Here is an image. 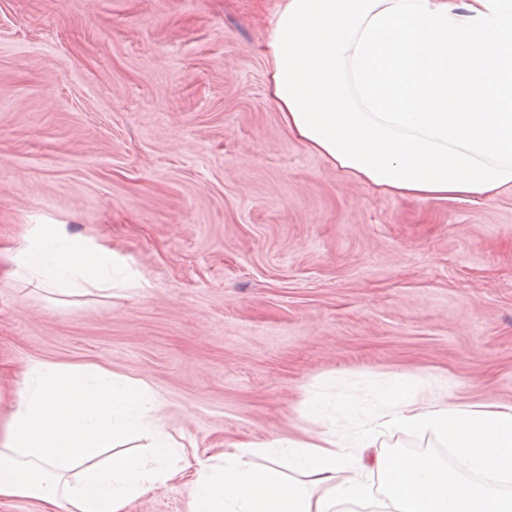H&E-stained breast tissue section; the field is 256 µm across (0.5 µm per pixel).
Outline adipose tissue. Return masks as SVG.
I'll return each instance as SVG.
<instances>
[{
  "mask_svg": "<svg viewBox=\"0 0 512 512\" xmlns=\"http://www.w3.org/2000/svg\"><path fill=\"white\" fill-rule=\"evenodd\" d=\"M259 52L289 134L354 180L445 201L512 191V0H279ZM11 261L14 279L56 304L140 285L123 257L58 224L35 225ZM426 387V377L396 375L358 403L314 397L311 414L356 420L355 431L269 440L257 450L261 469L243 450L201 464L188 512H336L367 500L375 473L383 512H512V406L420 399ZM161 409L144 381L98 365L32 364L0 429V501L122 512L183 451ZM386 430L431 434L453 456L375 452ZM135 431L153 434L151 460L95 464Z\"/></svg>",
  "mask_w": 512,
  "mask_h": 512,
  "instance_id": "obj_1",
  "label": "adipose tissue"
}]
</instances>
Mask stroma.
<instances>
[{
  "label": "stroma",
  "instance_id": "obj_1",
  "mask_svg": "<svg viewBox=\"0 0 512 512\" xmlns=\"http://www.w3.org/2000/svg\"><path fill=\"white\" fill-rule=\"evenodd\" d=\"M277 5L0 0V427L35 362L147 382L186 452L125 512H187L199 460L321 430V393L512 404V193L381 194L305 148L256 52ZM46 222L140 287L31 293L6 255Z\"/></svg>",
  "mask_w": 512,
  "mask_h": 512
}]
</instances>
